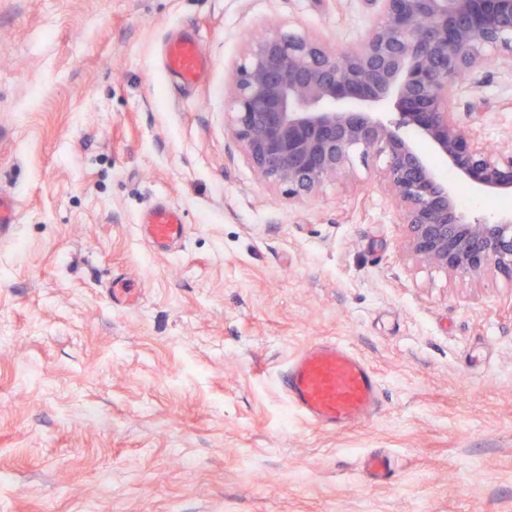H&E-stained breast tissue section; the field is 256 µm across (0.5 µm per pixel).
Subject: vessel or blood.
Listing matches in <instances>:
<instances>
[{
    "mask_svg": "<svg viewBox=\"0 0 512 512\" xmlns=\"http://www.w3.org/2000/svg\"><path fill=\"white\" fill-rule=\"evenodd\" d=\"M164 66L180 84L198 81L211 62L193 35L185 34L164 48ZM146 241L157 250L183 242L186 226L176 207L160 202L140 219ZM278 385L288 406L310 425L341 430L364 423L380 406L381 380L347 345L321 341L291 359Z\"/></svg>",
    "mask_w": 512,
    "mask_h": 512,
    "instance_id": "1",
    "label": "vessel or blood"
}]
</instances>
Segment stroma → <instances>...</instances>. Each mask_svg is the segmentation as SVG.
Listing matches in <instances>:
<instances>
[{"mask_svg":"<svg viewBox=\"0 0 512 512\" xmlns=\"http://www.w3.org/2000/svg\"><path fill=\"white\" fill-rule=\"evenodd\" d=\"M368 0H0V512H512V278L410 252L381 160L288 200L230 136L229 70L281 23L329 48ZM212 67L184 89L163 42ZM512 142V49L455 100ZM164 200L187 236L141 237ZM129 294L114 299L110 285ZM338 339L379 411L342 430L289 412L287 360ZM380 450L391 477L370 481Z\"/></svg>","mask_w":512,"mask_h":512,"instance_id":"obj_1","label":"stroma"}]
</instances>
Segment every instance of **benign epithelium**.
<instances>
[{"label": "benign epithelium", "mask_w": 512, "mask_h": 512, "mask_svg": "<svg viewBox=\"0 0 512 512\" xmlns=\"http://www.w3.org/2000/svg\"><path fill=\"white\" fill-rule=\"evenodd\" d=\"M368 2L374 26L340 51L280 26L249 42L231 71L229 133L290 200L338 176L354 152L374 154L414 256L451 274L493 266L512 277V212L472 219L456 202L458 182L477 196L512 195V149L488 151L452 108L460 76L475 78L512 43V0Z\"/></svg>", "instance_id": "benign-epithelium-1"}]
</instances>
